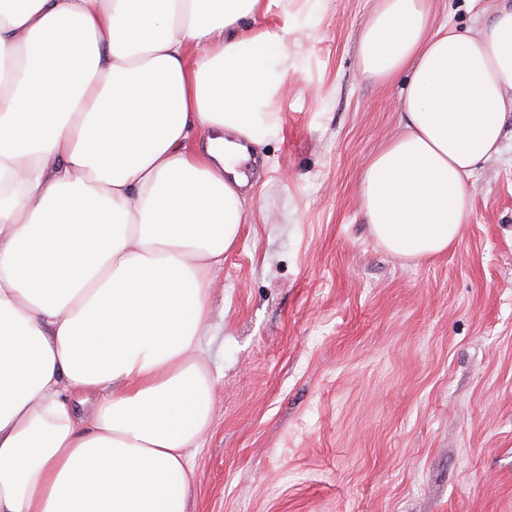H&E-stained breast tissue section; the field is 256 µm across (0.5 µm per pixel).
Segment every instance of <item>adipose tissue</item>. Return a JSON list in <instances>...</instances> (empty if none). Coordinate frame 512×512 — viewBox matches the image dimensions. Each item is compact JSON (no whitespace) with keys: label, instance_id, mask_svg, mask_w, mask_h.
<instances>
[{"label":"adipose tissue","instance_id":"1","mask_svg":"<svg viewBox=\"0 0 512 512\" xmlns=\"http://www.w3.org/2000/svg\"><path fill=\"white\" fill-rule=\"evenodd\" d=\"M262 0H0V512H188L209 431L202 348L277 133ZM360 70H406L360 195L389 253L457 244L512 134V0L477 29L383 0Z\"/></svg>","mask_w":512,"mask_h":512}]
</instances>
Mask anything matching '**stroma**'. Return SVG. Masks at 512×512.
<instances>
[{
  "label": "stroma",
  "mask_w": 512,
  "mask_h": 512,
  "mask_svg": "<svg viewBox=\"0 0 512 512\" xmlns=\"http://www.w3.org/2000/svg\"><path fill=\"white\" fill-rule=\"evenodd\" d=\"M378 2L265 13L288 30V95L210 299L190 512H512V141L475 172L448 253L405 261L374 239L359 181L406 81L360 73Z\"/></svg>",
  "instance_id": "obj_1"
}]
</instances>
